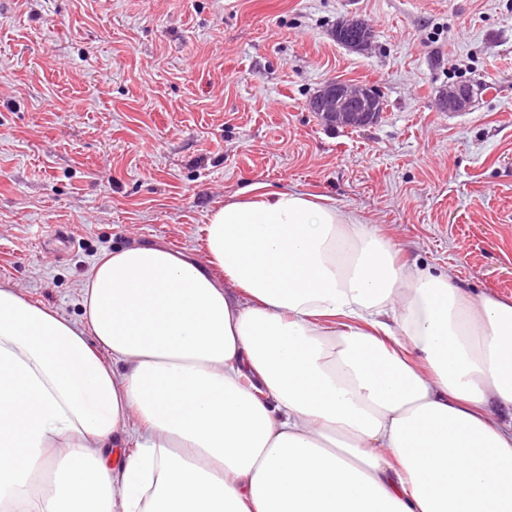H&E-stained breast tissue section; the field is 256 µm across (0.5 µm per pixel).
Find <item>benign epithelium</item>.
Instances as JSON below:
<instances>
[{
    "label": "benign epithelium",
    "instance_id": "1",
    "mask_svg": "<svg viewBox=\"0 0 512 512\" xmlns=\"http://www.w3.org/2000/svg\"><path fill=\"white\" fill-rule=\"evenodd\" d=\"M335 36L344 46L358 49L368 43L367 27L361 20L341 22ZM473 88L459 85L448 89L440 100L448 112H462L472 102ZM379 93L371 86L347 85L339 81H327L311 98L309 106L320 121L328 127L361 129L377 122Z\"/></svg>",
    "mask_w": 512,
    "mask_h": 512
}]
</instances>
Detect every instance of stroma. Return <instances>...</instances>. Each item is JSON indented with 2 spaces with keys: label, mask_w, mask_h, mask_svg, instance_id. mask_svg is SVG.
I'll use <instances>...</instances> for the list:
<instances>
[{
  "label": "stroma",
  "mask_w": 512,
  "mask_h": 512,
  "mask_svg": "<svg viewBox=\"0 0 512 512\" xmlns=\"http://www.w3.org/2000/svg\"><path fill=\"white\" fill-rule=\"evenodd\" d=\"M364 20L362 50L336 42ZM385 108L308 107L328 80ZM475 90L463 112L439 102ZM249 183L331 198L474 294L512 297V0H0V284L80 319L89 268L203 260ZM379 93L374 87L327 81L309 106L328 127L361 129L377 122Z\"/></svg>",
  "instance_id": "35a3bbf8"
}]
</instances>
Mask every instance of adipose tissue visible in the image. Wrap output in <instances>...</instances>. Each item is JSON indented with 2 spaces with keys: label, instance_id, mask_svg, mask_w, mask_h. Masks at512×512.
<instances>
[{
  "label": "adipose tissue",
  "instance_id": "obj_1",
  "mask_svg": "<svg viewBox=\"0 0 512 512\" xmlns=\"http://www.w3.org/2000/svg\"><path fill=\"white\" fill-rule=\"evenodd\" d=\"M204 232L0 285V512H512V298L262 183Z\"/></svg>",
  "mask_w": 512,
  "mask_h": 512
}]
</instances>
